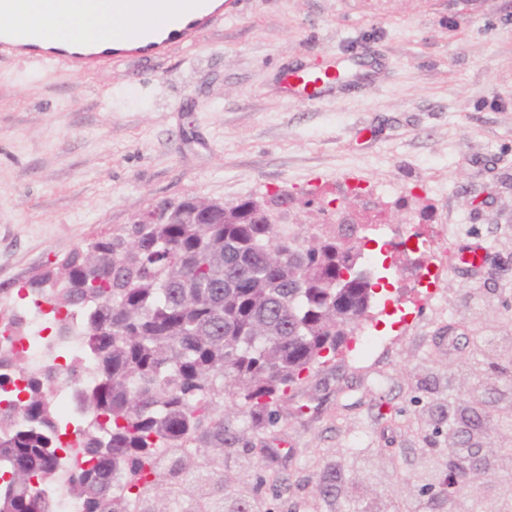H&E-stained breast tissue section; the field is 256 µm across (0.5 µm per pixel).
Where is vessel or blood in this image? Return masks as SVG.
Here are the masks:
<instances>
[{
    "label": "vessel or blood",
    "instance_id": "b4317fda",
    "mask_svg": "<svg viewBox=\"0 0 512 512\" xmlns=\"http://www.w3.org/2000/svg\"><path fill=\"white\" fill-rule=\"evenodd\" d=\"M236 0H112V12L122 16L144 12L147 26L113 29L110 36L93 45L74 42L48 43L40 36V19L18 31L11 20L33 14L32 0H0V60L31 58L47 65L62 64L80 73L132 59L163 60L173 46L188 44L221 19L231 17ZM340 85L335 68L301 69L288 73L282 86L284 97L302 94L310 102L325 101Z\"/></svg>",
    "mask_w": 512,
    "mask_h": 512
}]
</instances>
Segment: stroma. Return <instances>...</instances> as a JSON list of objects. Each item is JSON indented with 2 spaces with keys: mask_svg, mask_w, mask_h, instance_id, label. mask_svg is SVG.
<instances>
[{
  "mask_svg": "<svg viewBox=\"0 0 512 512\" xmlns=\"http://www.w3.org/2000/svg\"><path fill=\"white\" fill-rule=\"evenodd\" d=\"M364 50L361 83L284 99L286 69ZM279 194V222L305 236L335 223L334 198L445 234L430 288L410 291L373 233L364 261L390 287L359 328L381 338L365 358L343 344L252 420L225 399L226 506L244 486L263 512H448L418 479L445 458L442 407L469 384L475 339L512 330V0H241L159 63L0 61L2 289L158 203ZM475 243L485 264L458 271Z\"/></svg>",
  "mask_w": 512,
  "mask_h": 512,
  "instance_id": "1",
  "label": "stroma"
}]
</instances>
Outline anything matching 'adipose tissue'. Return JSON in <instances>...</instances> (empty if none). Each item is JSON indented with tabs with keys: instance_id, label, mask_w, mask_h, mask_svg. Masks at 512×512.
I'll use <instances>...</instances> for the list:
<instances>
[{
	"instance_id": "ef3b65f1",
	"label": "adipose tissue",
	"mask_w": 512,
	"mask_h": 512,
	"mask_svg": "<svg viewBox=\"0 0 512 512\" xmlns=\"http://www.w3.org/2000/svg\"><path fill=\"white\" fill-rule=\"evenodd\" d=\"M49 0H37L41 15V34L45 40L76 41L91 43L102 35L110 33L117 21L104 12L86 9L76 11H58L48 5Z\"/></svg>"
}]
</instances>
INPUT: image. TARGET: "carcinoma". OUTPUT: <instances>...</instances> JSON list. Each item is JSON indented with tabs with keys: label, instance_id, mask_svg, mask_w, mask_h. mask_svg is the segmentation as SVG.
Listing matches in <instances>:
<instances>
[{
	"label": "carcinoma",
	"instance_id": "cac0c4a2",
	"mask_svg": "<svg viewBox=\"0 0 512 512\" xmlns=\"http://www.w3.org/2000/svg\"><path fill=\"white\" fill-rule=\"evenodd\" d=\"M241 199L203 224H129L71 251L29 293L84 320L95 386L80 392L89 430L69 475L85 512H224V397L256 418L359 327L367 286L332 283L361 244L307 239ZM471 388L453 406L512 435V336L483 340ZM62 419L32 379L0 418V512H38Z\"/></svg>",
	"mask_w": 512,
	"mask_h": 512
}]
</instances>
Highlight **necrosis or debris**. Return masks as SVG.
<instances>
[{
    "instance_id": "4bbe7bcc",
    "label": "necrosis or debris",
    "mask_w": 512,
    "mask_h": 512,
    "mask_svg": "<svg viewBox=\"0 0 512 512\" xmlns=\"http://www.w3.org/2000/svg\"><path fill=\"white\" fill-rule=\"evenodd\" d=\"M86 339L78 313L53 310L26 289L0 293V409L13 391L22 389L29 375L43 376L46 390L64 418L80 416L79 388L94 385L96 376L86 365ZM80 366L79 382H71L67 368ZM79 436L71 431L60 438L54 479L41 496L43 512H83L81 499L69 491L68 476L81 461Z\"/></svg>"
}]
</instances>
